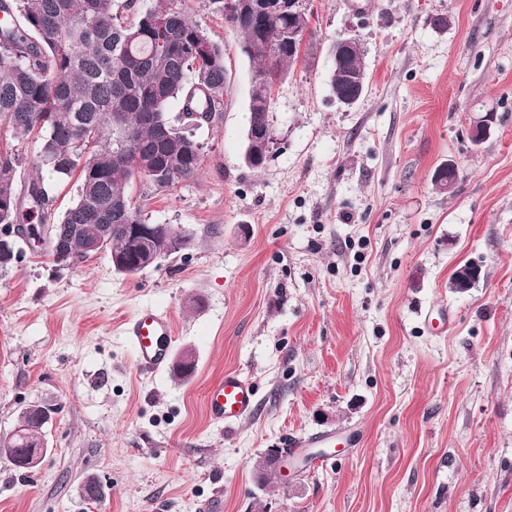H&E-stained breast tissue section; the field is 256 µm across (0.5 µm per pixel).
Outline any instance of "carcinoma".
<instances>
[{
    "label": "carcinoma",
    "instance_id": "obj_1",
    "mask_svg": "<svg viewBox=\"0 0 512 512\" xmlns=\"http://www.w3.org/2000/svg\"><path fill=\"white\" fill-rule=\"evenodd\" d=\"M114 0H0V130L21 143L34 129L45 130L33 168H48L57 181L78 175L80 186L61 224L78 229L70 256L88 259L87 242L98 224H110L113 251L132 244L115 227L144 221L141 205L127 191L135 176L158 189L192 182L200 174L201 144L187 128L171 124L170 104L183 115L215 116L224 110V49L208 40L179 0H153L140 11L125 0L130 21L113 11ZM224 20L241 39L251 69L246 134L276 140L270 120L271 91L297 62L298 39L314 34L311 14ZM328 84L341 99L355 88L332 65ZM18 152L0 148V224H16L26 208L51 220L52 189L32 179L17 187ZM472 264L459 266L451 286L472 287ZM46 407L30 406L10 441L23 453L35 446L47 423Z\"/></svg>",
    "mask_w": 512,
    "mask_h": 512
}]
</instances>
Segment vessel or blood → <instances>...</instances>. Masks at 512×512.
<instances>
[{"label": "vessel or blood", "mask_w": 512, "mask_h": 512, "mask_svg": "<svg viewBox=\"0 0 512 512\" xmlns=\"http://www.w3.org/2000/svg\"><path fill=\"white\" fill-rule=\"evenodd\" d=\"M125 338L134 351L136 366L147 373L161 371L169 359L173 343V322L168 313L152 307L139 309L124 327ZM256 409L252 381L237 371H229L223 381L206 396V410L212 422L232 428Z\"/></svg>", "instance_id": "1"}]
</instances>
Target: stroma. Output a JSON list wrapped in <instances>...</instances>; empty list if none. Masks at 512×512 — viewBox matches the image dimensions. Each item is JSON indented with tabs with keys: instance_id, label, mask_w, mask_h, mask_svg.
I'll return each mask as SVG.
<instances>
[{
	"instance_id": "obj_1",
	"label": "stroma",
	"mask_w": 512,
	"mask_h": 512,
	"mask_svg": "<svg viewBox=\"0 0 512 512\" xmlns=\"http://www.w3.org/2000/svg\"><path fill=\"white\" fill-rule=\"evenodd\" d=\"M303 6L314 34L273 89L277 147L256 169L252 65L207 0H184L224 48V110L195 132L196 181L131 193L188 249L121 275L103 254L58 268L27 236L0 273V438L27 406L52 410L36 469L0 459V512H512V0ZM344 37L368 74L351 107L327 82ZM39 147L18 144V182L52 183L59 217L77 183L31 168ZM449 161L450 194L433 181ZM466 263L482 277L458 292ZM145 306L171 313L191 377L136 368L123 323ZM228 371L257 397L230 429L205 408ZM325 431L360 441L257 482L267 449Z\"/></svg>"
}]
</instances>
